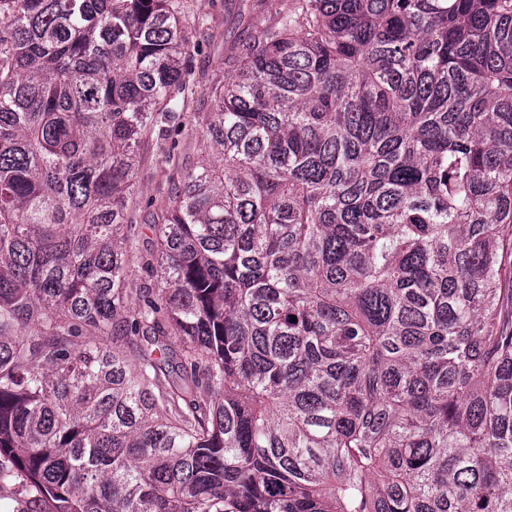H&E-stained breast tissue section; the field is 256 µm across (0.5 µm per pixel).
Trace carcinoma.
I'll return each mask as SVG.
<instances>
[{"mask_svg": "<svg viewBox=\"0 0 512 512\" xmlns=\"http://www.w3.org/2000/svg\"><path fill=\"white\" fill-rule=\"evenodd\" d=\"M188 28L179 0H0V485L512 512V0H291L142 254Z\"/></svg>", "mask_w": 512, "mask_h": 512, "instance_id": "carcinoma-1", "label": "carcinoma"}]
</instances>
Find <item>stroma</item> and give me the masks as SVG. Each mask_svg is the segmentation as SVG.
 I'll return each mask as SVG.
<instances>
[{
	"label": "stroma",
	"instance_id": "35a3bbf8",
	"mask_svg": "<svg viewBox=\"0 0 512 512\" xmlns=\"http://www.w3.org/2000/svg\"><path fill=\"white\" fill-rule=\"evenodd\" d=\"M289 0H182L186 15L195 19L188 36L193 45L186 66V89L170 106L176 111L170 139L144 137L139 148L135 191L128 217L138 224V246L154 248L150 205L165 198L172 180L193 169L206 156L203 118L210 108V92L234 74L243 47L275 25Z\"/></svg>",
	"mask_w": 512,
	"mask_h": 512
}]
</instances>
